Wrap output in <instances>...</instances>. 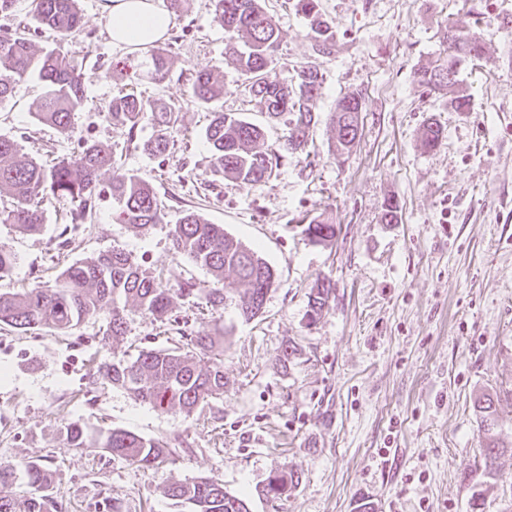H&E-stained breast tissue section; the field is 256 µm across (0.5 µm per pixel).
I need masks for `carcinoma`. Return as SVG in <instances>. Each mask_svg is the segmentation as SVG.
<instances>
[{
  "label": "carcinoma",
  "instance_id": "1",
  "mask_svg": "<svg viewBox=\"0 0 512 512\" xmlns=\"http://www.w3.org/2000/svg\"><path fill=\"white\" fill-rule=\"evenodd\" d=\"M264 0H213L214 18L224 33L243 49L232 63L245 76L240 92L257 100L261 114L268 120L282 116L289 121L285 152L305 148L310 131L318 122L323 75L310 62L296 71V83L284 84L277 73L276 51L279 28L263 6ZM33 17L66 39L82 30L78 0H32ZM296 14L308 24L313 50L319 55L335 51L336 35L332 24L323 17L319 0H293ZM445 56L414 71L412 81L423 91L448 93V104L456 112L474 111L471 95L459 89L462 66L480 58L484 45L477 33L453 24L442 30ZM152 76L163 81L169 76L171 44L151 49ZM443 72L456 79L440 82ZM37 74L46 92L36 116L39 122L53 126L60 134L72 130V119L83 103L81 68L74 64L63 47L36 51L25 34L16 30L0 35V105L11 95L14 84ZM190 96L208 108L224 95V85L209 70L192 76ZM364 97L349 92L339 97L331 115L335 130L333 158L349 153L359 141V118ZM151 115L156 134L143 143V150L161 156L170 149V130L178 121L174 104L162 100H144L133 93L112 98L107 118L128 129L134 136L141 121ZM213 162V175L235 180L246 187L267 182L280 166L283 155L265 146L266 127L240 112H213L204 132ZM445 129L428 120L421 132L426 150L439 146ZM20 144L0 137V193H8L12 207L0 212V221L14 224L23 232L41 230L45 216L41 206L44 192L72 204V226L92 218L102 190L119 204L118 220L146 231L162 223L164 215L153 187L141 176L120 170L111 150L97 142H87L80 153L63 157L50 167L34 160L20 159ZM111 172L106 188H101L102 172ZM309 240L325 243L336 237L332 219L320 214L304 229ZM173 250L194 265L207 270L217 286L201 288L187 278L167 287L162 275L135 262L126 252L112 248L95 257L65 268L51 285H35L13 293H0V323L22 332L35 330H71L106 312L110 316L102 342L125 334L126 307L131 305L155 320L169 319L173 295H205L212 308L224 303V296L239 297L240 314L247 320L262 313L266 296L276 284L269 263L240 241L212 224L197 211L188 209L170 231ZM17 255L0 245V279L12 274ZM335 298L330 279L319 278L308 298L307 318L315 322L329 309ZM193 348L142 350L130 360L106 363L96 370L99 377L124 389L134 400L161 412H179L186 416L205 407L224 394V350L215 336H194ZM493 399L478 404L485 435V465L492 468L504 445L496 432ZM61 441L68 448H99L102 452L130 464L152 467L165 461L171 447L185 444L177 435L169 440L146 438L123 429L90 430L78 421L61 420ZM30 487L22 502L12 494L17 481ZM300 482L294 471L270 474L260 490L270 500L288 497ZM165 494L187 512H249L246 501L224 491V484L210 477H198L170 484ZM0 512H58L51 471L39 460L21 466L0 463Z\"/></svg>",
  "mask_w": 512,
  "mask_h": 512
}]
</instances>
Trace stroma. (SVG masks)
Here are the masks:
<instances>
[{"label":"stroma","mask_w":512,"mask_h":512,"mask_svg":"<svg viewBox=\"0 0 512 512\" xmlns=\"http://www.w3.org/2000/svg\"><path fill=\"white\" fill-rule=\"evenodd\" d=\"M104 0H79L83 30L62 40L32 17L31 0H17L0 28L23 25L42 50L63 43L80 67L85 103L71 137L39 122L44 84L29 76L0 106V134L25 157L52 165L77 155L85 142L115 149L118 165L152 185L164 219L147 233L115 215L101 195L91 222L72 236L69 202L46 196L45 228L21 232L0 222V245L19 258L0 293L53 281L67 266L118 247L170 280L212 286L206 270L174 254L169 231L185 209L199 211L275 270L262 314L245 320L237 298L219 309L199 298H175L172 320L127 311V328L100 345L108 317L63 334L0 326V462L41 459L53 473L64 512H178L165 495L175 481L219 479L244 498L250 512H512V46L504 19L512 0H320L336 31L332 55L314 53L306 21L284 0H266L279 30L281 79L313 62L324 76L319 121L305 150L287 155L266 183L247 187L214 180L203 132L213 110L256 115L259 106L236 87L243 77L228 62L232 44L215 21L212 0H188L173 18L169 77H151L149 50L113 45ZM452 23L478 33L483 56L466 64L460 86L472 114L453 111L447 98L412 85L418 67L444 55L441 29ZM208 69L226 93L213 108L197 104L188 87ZM360 91L361 138L333 160L329 125L336 99ZM175 104L178 124L168 153L142 144L156 133L140 124L135 143L106 118L122 93ZM445 129L434 150L420 145L425 120ZM215 181L208 198L199 181ZM399 221H382L387 202ZM327 214L334 240L311 243L306 219ZM329 277L336 297L316 323L305 314L310 287ZM224 337V394L191 416L162 413L124 390L91 384L101 362L143 349L173 348L182 333ZM288 363L278 359L284 347ZM495 400L506 451L486 472L477 403ZM88 429L122 428L144 437L185 438L184 447L152 469L88 448L64 447L61 419ZM300 473L287 499L258 491L278 470Z\"/></svg>","instance_id":"1"}]
</instances>
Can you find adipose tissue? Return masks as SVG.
I'll list each match as a JSON object with an SVG mask.
<instances>
[{
	"instance_id": "adipose-tissue-1",
	"label": "adipose tissue",
	"mask_w": 512,
	"mask_h": 512,
	"mask_svg": "<svg viewBox=\"0 0 512 512\" xmlns=\"http://www.w3.org/2000/svg\"><path fill=\"white\" fill-rule=\"evenodd\" d=\"M107 32L113 44L134 49L163 40L172 26V14L161 0H106Z\"/></svg>"
}]
</instances>
